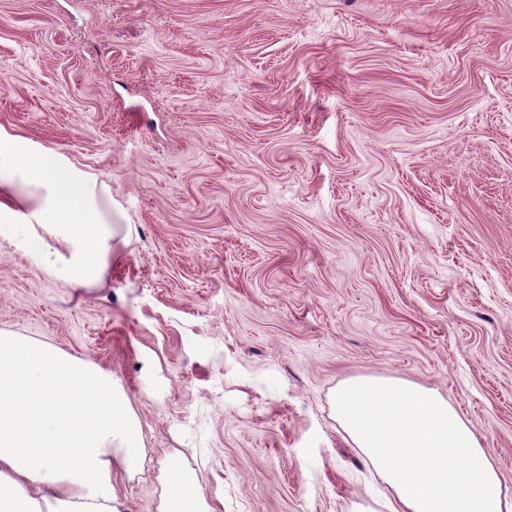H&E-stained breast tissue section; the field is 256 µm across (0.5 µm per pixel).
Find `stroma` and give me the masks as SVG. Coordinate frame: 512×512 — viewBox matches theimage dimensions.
Returning a JSON list of instances; mask_svg holds the SVG:
<instances>
[{
    "label": "stroma",
    "instance_id": "1",
    "mask_svg": "<svg viewBox=\"0 0 512 512\" xmlns=\"http://www.w3.org/2000/svg\"><path fill=\"white\" fill-rule=\"evenodd\" d=\"M0 126L131 224L70 288L0 245V329L111 371L157 512H355L351 377L437 390L512 493V0H0ZM166 492L158 512H215L203 496L198 497L191 508L183 506V479L179 470H171L161 476Z\"/></svg>",
    "mask_w": 512,
    "mask_h": 512
}]
</instances>
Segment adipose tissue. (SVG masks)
Returning a JSON list of instances; mask_svg holds the SVG:
<instances>
[{"mask_svg": "<svg viewBox=\"0 0 512 512\" xmlns=\"http://www.w3.org/2000/svg\"><path fill=\"white\" fill-rule=\"evenodd\" d=\"M105 183L0 127V241L66 286L98 284L121 239ZM337 423L390 495L389 512H512L480 438L436 390L354 377ZM140 425L98 365L0 329V512H114V471L141 465Z\"/></svg>", "mask_w": 512, "mask_h": 512, "instance_id": "adipose-tissue-1", "label": "adipose tissue"}]
</instances>
